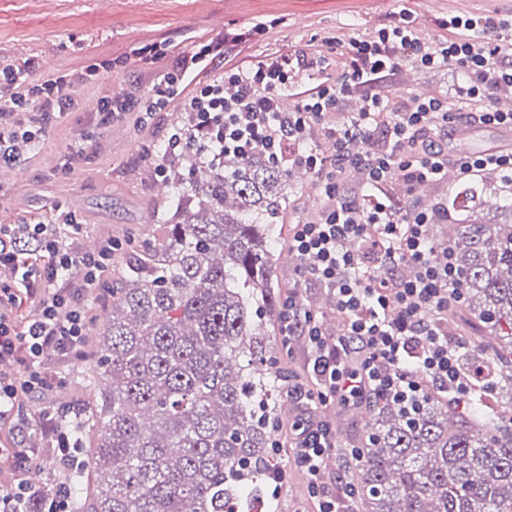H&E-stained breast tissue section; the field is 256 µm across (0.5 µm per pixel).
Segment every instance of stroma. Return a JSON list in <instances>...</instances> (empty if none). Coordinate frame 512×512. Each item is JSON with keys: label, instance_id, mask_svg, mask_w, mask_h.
<instances>
[{"label": "stroma", "instance_id": "35a3bbf8", "mask_svg": "<svg viewBox=\"0 0 512 512\" xmlns=\"http://www.w3.org/2000/svg\"><path fill=\"white\" fill-rule=\"evenodd\" d=\"M404 10L413 14L425 38L439 40L449 35L441 19L470 13L507 18L512 16V0H111L105 8L98 0H0V67L32 60L41 70L64 71L111 63L94 84L70 88L79 109L49 127L11 163V177L0 181V225L51 223L61 208L80 224L81 247H93L110 235L129 240L137 250L163 245L168 227L157 217L167 209L168 198L154 193L160 179L152 163L162 160L170 115L183 106L171 104L147 123L131 114L102 131L95 118L98 97L130 91L150 95L173 58L221 38L229 28L247 31V39L216 57L198 75V83L216 78L224 68L286 52L318 50L332 66L337 44L372 35ZM152 42L170 46L171 57L147 71L132 51ZM453 80L444 69L428 74L411 67L383 79L381 87L395 102L419 84L435 93L447 92ZM76 148L81 158L64 169ZM46 362L61 381L59 389L44 399H20L12 416L0 418V443L44 446V401L87 412L95 395L85 382L87 357L51 353ZM302 493V478L292 470L282 486L266 484L253 504L259 512H294Z\"/></svg>", "mask_w": 512, "mask_h": 512}]
</instances>
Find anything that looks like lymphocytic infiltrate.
Returning a JSON list of instances; mask_svg holds the SVG:
<instances>
[{
  "mask_svg": "<svg viewBox=\"0 0 512 512\" xmlns=\"http://www.w3.org/2000/svg\"><path fill=\"white\" fill-rule=\"evenodd\" d=\"M445 25L455 37L428 41L410 14H402L372 36L350 39L335 77L306 91L299 88L303 73L321 67L313 56L285 53L225 69L184 97L190 125L167 136L170 155L188 149L217 159L259 153L273 165L299 167L320 180L319 217L293 227L291 276L298 284L328 288L345 320L337 333H328L293 291L283 301L279 324L284 348L295 337L305 340L310 378L288 381V399L298 409L289 435L316 512H346L354 493L349 482L333 483L324 474V460L337 441L320 407L401 405L429 397L461 406L478 388L475 370L464 362V343L448 335V309L462 300L461 279L452 259L437 258L429 236L431 224L447 221L448 211L406 205L392 193L397 183L410 191L439 181L451 166L464 176L489 171L512 181V149L452 154L436 143L471 122L512 130V111L495 102L497 90L512 87V20L454 16ZM225 44L211 40L179 57L162 73L146 109L129 96L99 98V128L123 121L130 111L145 122L165 110ZM407 58L420 71L454 74L451 90L391 104L378 84L397 74ZM98 74L95 65L41 74L30 60L0 69V161H15L42 130L75 109L68 88L93 83ZM343 111L347 122L328 124L329 114ZM59 223L73 228L77 220L63 212ZM56 224L0 225V268L21 286L17 292L0 287V363L22 368L18 376H0V417L12 413L26 393L54 389L55 378L43 366L46 352L83 355V297L99 290L102 273L123 248L120 239L110 238L96 251H84L77 235H58ZM24 238L38 244L44 263L21 258L17 245ZM402 264L412 268L411 276L394 275ZM21 295L40 311L23 328L15 315ZM42 416L44 452L57 480L35 489L27 479L28 449H6L14 468L8 483L0 484V512H78L71 477L82 465L72 433L79 416L52 404Z\"/></svg>",
  "mask_w": 512,
  "mask_h": 512,
  "instance_id": "1",
  "label": "lymphocytic infiltrate"
}]
</instances>
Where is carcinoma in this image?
<instances>
[{
  "instance_id": "carcinoma-1",
  "label": "carcinoma",
  "mask_w": 512,
  "mask_h": 512,
  "mask_svg": "<svg viewBox=\"0 0 512 512\" xmlns=\"http://www.w3.org/2000/svg\"><path fill=\"white\" fill-rule=\"evenodd\" d=\"M181 162L178 221L160 248L132 251L90 340L97 389L80 512H244L281 465L272 402L281 373L264 325L279 319L277 225L289 170L260 155ZM448 246L462 305L487 332L469 359L498 409L442 398L370 407L349 481L355 512H512V202L480 173L448 188Z\"/></svg>"
}]
</instances>
